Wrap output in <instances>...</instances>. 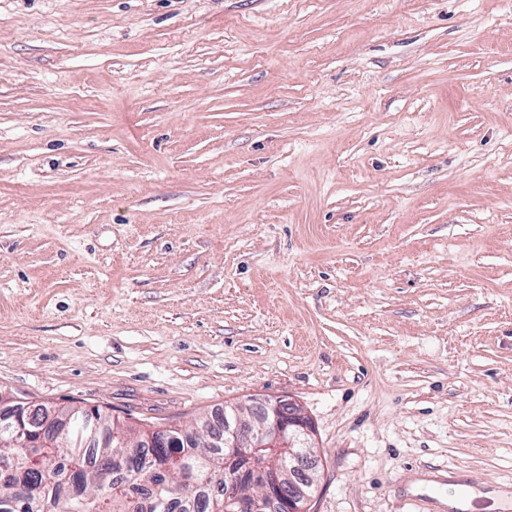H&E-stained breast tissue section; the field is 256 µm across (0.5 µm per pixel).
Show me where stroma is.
<instances>
[{
  "label": "stroma",
  "instance_id": "obj_1",
  "mask_svg": "<svg viewBox=\"0 0 512 512\" xmlns=\"http://www.w3.org/2000/svg\"><path fill=\"white\" fill-rule=\"evenodd\" d=\"M0 390L512 512V0H0Z\"/></svg>",
  "mask_w": 512,
  "mask_h": 512
}]
</instances>
